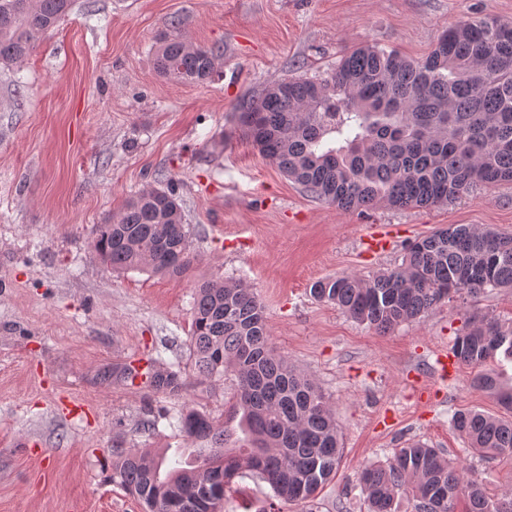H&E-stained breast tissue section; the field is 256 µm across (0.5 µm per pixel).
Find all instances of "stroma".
Wrapping results in <instances>:
<instances>
[{
  "mask_svg": "<svg viewBox=\"0 0 512 512\" xmlns=\"http://www.w3.org/2000/svg\"><path fill=\"white\" fill-rule=\"evenodd\" d=\"M512 22V0H74L20 63L0 64V512H144L112 481V447L195 448L168 415L193 408L248 447L231 411L233 375L197 373L194 285H249L276 354L329 397L344 455L312 512H368L360 470L419 440L512 495V457L474 454L459 411L500 414L474 371L434 373L467 321L512 320V289L454 298L387 334L309 294L320 279L401 265L408 242L470 224L512 234V182L444 205L345 211L288 180L243 135L244 97L318 78L375 45L420 60L472 16ZM178 21L197 46L224 49L212 78L159 77L156 37ZM148 185L173 187L193 261L180 277L115 273L90 246ZM391 232L387 250L370 238ZM182 371L180 395L109 378L112 366ZM162 413L142 426L145 406Z\"/></svg>",
  "mask_w": 512,
  "mask_h": 512,
  "instance_id": "obj_1",
  "label": "stroma"
}]
</instances>
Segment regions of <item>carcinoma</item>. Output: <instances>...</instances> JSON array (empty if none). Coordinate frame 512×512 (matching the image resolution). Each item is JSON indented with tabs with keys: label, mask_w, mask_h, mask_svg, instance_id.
Returning <instances> with one entry per match:
<instances>
[{
	"label": "carcinoma",
	"mask_w": 512,
	"mask_h": 512,
	"mask_svg": "<svg viewBox=\"0 0 512 512\" xmlns=\"http://www.w3.org/2000/svg\"><path fill=\"white\" fill-rule=\"evenodd\" d=\"M72 0H0V63L23 60ZM222 57L179 35L158 38L156 72L184 84L207 81ZM238 121L259 152L311 195L342 210L446 204L477 184L512 181V23L486 15L442 31L422 61L396 50L361 46L321 79L288 78L246 101ZM96 256L114 272L178 276L191 263L189 231L174 189L147 186L129 197L110 224L92 230ZM512 288V237L468 224L439 228L407 247L403 263L372 276L342 274L315 282L311 295L380 333L423 316L454 296ZM190 343L200 374L231 371L234 410L251 447L224 446V429L186 408L184 436L209 447L196 465L162 471L166 454L112 449V482L146 512H219L235 479L256 476L273 498L306 506L336 476L343 448L332 403L270 347L264 308L241 283L195 286ZM453 352L477 370L473 384L510 416L466 410L453 427L480 456H512V387L490 363L512 359V323L473 317ZM156 393L177 395L181 372H147ZM369 512H395L400 496L416 512H512V496H489L482 483L435 448L414 442L388 464L359 475Z\"/></svg>",
	"instance_id": "1"
}]
</instances>
